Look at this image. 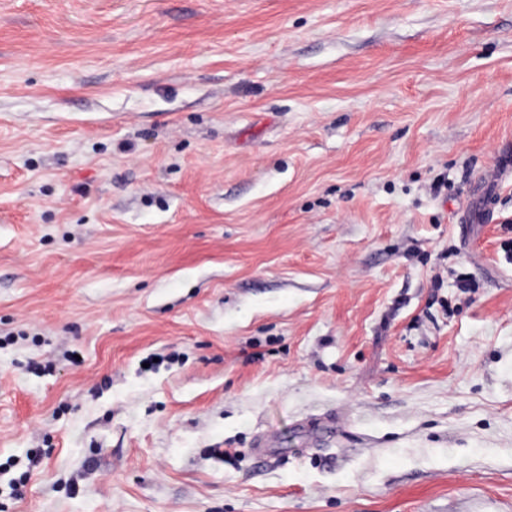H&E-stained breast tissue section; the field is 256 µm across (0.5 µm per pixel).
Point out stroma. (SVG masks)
Wrapping results in <instances>:
<instances>
[{
	"instance_id": "stroma-1",
	"label": "stroma",
	"mask_w": 512,
	"mask_h": 512,
	"mask_svg": "<svg viewBox=\"0 0 512 512\" xmlns=\"http://www.w3.org/2000/svg\"><path fill=\"white\" fill-rule=\"evenodd\" d=\"M508 143L512 0H0V512H512Z\"/></svg>"
}]
</instances>
